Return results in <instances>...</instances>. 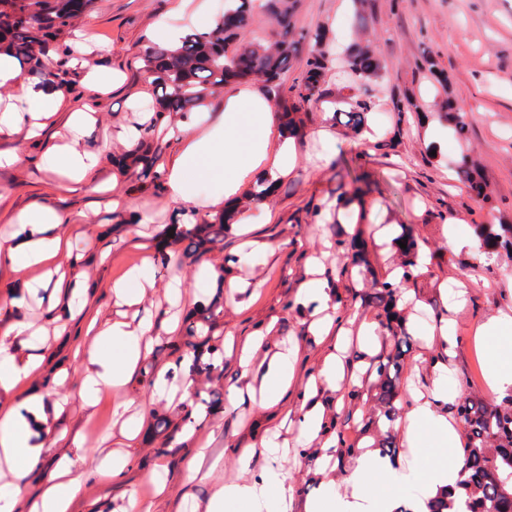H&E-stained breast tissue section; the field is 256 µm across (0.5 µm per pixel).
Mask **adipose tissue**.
I'll return each instance as SVG.
<instances>
[{"label": "adipose tissue", "instance_id": "ef3b65f1", "mask_svg": "<svg viewBox=\"0 0 512 512\" xmlns=\"http://www.w3.org/2000/svg\"><path fill=\"white\" fill-rule=\"evenodd\" d=\"M0 87L9 89L0 98V133L36 136L43 118L51 116L66 101L68 90L57 82L54 71H46L33 84L20 80L16 61L0 53ZM276 118L271 102L260 86L249 82L236 87L224 99V108L203 133L186 139L179 155L164 170L168 198L174 203L194 200V184L214 185L215 191L199 200L209 215L243 210L246 190L261 191L277 183L290 171L297 158V140L280 132L281 142L271 146V127ZM92 108L71 111L65 126L69 140L52 148L46 164H61L69 183L91 186L99 166L98 154L81 150L80 141L93 125ZM71 219L44 203H35L18 217L21 237L0 241V266L27 268L46 266L62 257H72L79 247L89 245V236H72ZM154 285L150 264L130 269L112 284L116 306L142 304ZM504 317L479 325L477 334L486 349L489 369L488 391L502 397L512 392V337L504 335ZM153 325L142 320L130 323L123 317L89 322L86 329L88 359L93 366L80 386L84 406L95 404L107 390L125 387L151 344ZM10 339H0V457L4 458L13 482L0 485V512H16L19 482L41 464V449L32 442V427L60 414L65 399L45 402L43 397L16 399L15 390L35 378L41 365L39 352L47 339L30 332L27 323L14 322ZM20 339L26 357H17L12 344ZM295 349L275 348L260 383L261 406L277 404L294 379ZM359 384V374H345L341 356L325 355L317 376L305 384L306 401L294 417L306 445L328 450L334 445L326 428L324 410L313 404L319 388L336 390L342 381ZM461 390L448 383L445 361L433 364L428 387H412L411 405L404 418L405 439L420 452L407 464L392 462L374 449H366L345 474L321 467V490L306 500L303 512H428V503L439 492H460L461 466L457 450L461 439L457 425L444 409ZM76 462L69 456L57 458L29 512H70L75 496ZM344 494H337V486ZM206 512H294V499L282 472L268 468L258 477L224 485L209 500Z\"/></svg>", "mask_w": 512, "mask_h": 512}]
</instances>
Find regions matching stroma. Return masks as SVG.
Here are the masks:
<instances>
[{"label":"stroma","mask_w":512,"mask_h":512,"mask_svg":"<svg viewBox=\"0 0 512 512\" xmlns=\"http://www.w3.org/2000/svg\"><path fill=\"white\" fill-rule=\"evenodd\" d=\"M373 2L370 29L377 36L383 70L371 83L376 98L368 116L369 132L354 134L345 126L344 116L314 106L290 172L281 177L273 195L252 204L247 214L250 233L242 234L240 225H232L202 261L184 257L183 244L169 241L166 235L182 207L168 202L163 180L122 171L118 160L125 145L116 142L104 149L103 136L138 125L155 102L144 56L160 38L158 24L207 27L223 14L224 0H199L195 6L180 5L179 0H93L76 26L59 37L60 42L69 43L78 33H89L95 44L85 55L86 70L120 77L118 84L93 100L97 122L86 131L81 147L99 153V179L120 176L125 208L112 209L105 196L85 189L67 190L64 175L42 164L46 147L65 139L67 109L48 118L38 137L0 134V154L23 158L19 164L0 165V238H9L16 216L38 202L70 215L76 229L88 230L92 238L76 267L65 270L66 281H81L86 298L75 319L52 321L46 306L33 298L22 307L10 306L16 290L36 271L0 270V336L17 320L49 330L41 378L21 383L16 395L68 400L58 419L36 430L34 440L41 446L43 462L65 452L79 456L71 512H193L205 507L216 483L240 476L238 457L243 449H260L274 434L285 445L274 466L285 474L296 502L304 503L317 491L321 453L317 447L297 442L295 429L283 427L281 421L285 409L299 407L304 383L337 345L344 348L346 370L366 369L361 385L344 382L339 391L322 389L316 395L336 439V471L348 470L352 460L347 447L367 446L377 424L373 368L393 340L384 337L369 349L356 333L340 335L349 314L376 322L380 310L362 301L370 283L353 273L351 255L338 243L362 233L378 278L386 279L390 268L401 262L389 240L379 236L388 222L411 225L428 260L427 273L408 286L415 302L406 306L404 314L415 345L400 375V391L430 385L431 366L441 352L427 346L426 338L451 317L459 345L448 364V379L459 383L463 395L487 397L488 367L474 336L481 323L503 312L512 315V253L499 250L492 262L483 264L476 254L451 252L448 236L471 239L475 225L512 224V0ZM295 24L303 33L324 25L327 48L334 54L353 37L349 0H297ZM427 56L435 60V71L422 68ZM448 98L470 127L467 150L486 184L483 198H475L468 184L452 176L460 147L440 114L441 103ZM406 102L411 110L400 111V104ZM424 117L432 121V131L421 125ZM346 163L379 183L378 191L366 197L363 220L358 206H336L339 171ZM318 205L324 213H338V223H313L311 211ZM143 214L151 215L154 222L140 236L135 221ZM248 239L261 243L263 249L254 265L245 267L232 257ZM161 243L170 256L167 264L154 267L158 290L151 297V352L123 390L104 393L95 406L83 407L77 391L86 365L84 329L91 320L115 317L112 283L129 268L153 258ZM315 260L322 265L336 307L335 327L323 336L310 332L309 309L295 304ZM204 262L243 279L246 290L228 295L213 284L197 283L196 274ZM468 274L483 277L488 285L471 289L464 306L454 307L446 286ZM172 276L182 280V300L163 297L161 289ZM200 301L215 310L205 325L210 347L201 358H217L219 367L195 377L192 397L203 416L189 433L182 412L159 399L149 380L162 367L179 368L190 354L187 320ZM172 316L177 317L178 328L170 334L163 325ZM269 322L275 325L278 342L299 349L298 382L289 389L286 404L262 408L248 400L231 405L229 388L259 386L257 367L266 354L258 349L253 370L246 371L235 347ZM120 402L141 414L138 434L130 441L122 437L116 423L114 411ZM102 448L121 450L128 457L129 465L120 477L100 479L98 451ZM201 449L207 459H221L223 468L213 478L187 482L186 462ZM152 471L161 473L164 495H156L144 482V475Z\"/></svg>","instance_id":"35a3bbf8"}]
</instances>
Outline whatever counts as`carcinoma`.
Segmentation results:
<instances>
[{
  "label": "carcinoma",
  "instance_id": "1",
  "mask_svg": "<svg viewBox=\"0 0 512 512\" xmlns=\"http://www.w3.org/2000/svg\"><path fill=\"white\" fill-rule=\"evenodd\" d=\"M359 41L341 51L344 67L358 83L357 93L350 96V109L345 112V124L360 133L373 108L367 83L379 75L380 56L368 33L367 0H352ZM91 0H0V49L7 48L21 69L30 74H43L52 57L66 58L69 47L58 43L63 29L90 5ZM271 23L266 38L254 36L253 25L258 16ZM309 39L313 49L305 60V68L289 88H284V76L301 51V40ZM326 29L322 25L300 37L295 34L294 0H228L224 15L214 26L204 31H189L181 43L158 44L149 48L144 63L160 89L153 114L140 125V137L150 133L160 121L171 115L196 111L209 97L232 81L256 80L273 95L279 119L289 135L299 138L310 107L327 98L324 88L328 71V51L324 49ZM444 118L453 124L459 141L468 139V125L454 109L451 99L442 104ZM119 164L138 169L145 177L157 176L153 171L155 156L150 146L140 142L139 149L125 154ZM457 175L469 184L476 196H484V186L477 166L464 155L457 166ZM353 189L342 192L336 206L357 202L360 215L366 216L364 196L372 192L367 175L346 169ZM233 224V215L224 211L209 222L174 224L172 234L189 241L186 255L199 258L210 250L224 230ZM396 240H405L401 250L405 257L403 273L398 282L377 278L368 258L366 241L351 237L352 264L362 275L372 277L375 292L363 297L367 304H376L384 313L381 326L394 340L393 347L376 367L374 384L378 409L392 424L402 411L399 377L405 367V357L411 351L410 334L402 314L405 285L420 276L419 243L409 224L399 225ZM480 240L491 237L496 246L512 251V225L494 228L480 225L476 229ZM456 412L464 426V442L459 458L464 473V493L454 497L446 492L430 502L429 512H512V393L500 400L462 396ZM383 457L395 459L398 453L396 435L388 429L373 444Z\"/></svg>",
  "mask_w": 512,
  "mask_h": 512
}]
</instances>
